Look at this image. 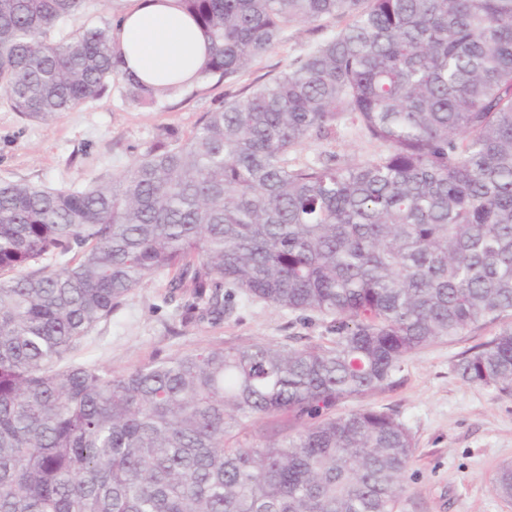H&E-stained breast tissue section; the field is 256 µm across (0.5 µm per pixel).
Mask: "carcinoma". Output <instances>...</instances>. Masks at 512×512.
Listing matches in <instances>:
<instances>
[{
  "mask_svg": "<svg viewBox=\"0 0 512 512\" xmlns=\"http://www.w3.org/2000/svg\"><path fill=\"white\" fill-rule=\"evenodd\" d=\"M88 2L0 0L15 111L48 121L114 88L149 105L184 88L136 77L110 20L66 31ZM179 3L206 41L199 83L234 80L290 25L349 23L112 181L0 182V512H402L408 429L334 409L488 323L455 371L512 394V0ZM348 123L370 157L294 156ZM164 271L183 324L222 320L240 293L330 317L335 336L56 368ZM279 414L296 431L233 446ZM494 490L512 499V465Z\"/></svg>",
  "mask_w": 512,
  "mask_h": 512,
  "instance_id": "obj_1",
  "label": "carcinoma"
}]
</instances>
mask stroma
Here are the masks:
<instances>
[{"instance_id": "35a3bbf8", "label": "stroma", "mask_w": 512, "mask_h": 512, "mask_svg": "<svg viewBox=\"0 0 512 512\" xmlns=\"http://www.w3.org/2000/svg\"><path fill=\"white\" fill-rule=\"evenodd\" d=\"M346 24L332 18L323 27L286 28L277 48L256 58L230 82L184 88L158 105H137L119 94L47 121L25 118L0 98V181L65 189L119 176L159 135L185 139L204 113L246 96L286 70L293 61ZM164 275L144 282L95 327L67 361L121 373L152 358L215 344L255 342L301 347L324 344L331 318L301 320L244 295L223 322L181 325L165 300ZM488 324L465 330L412 353L398 383L339 402L337 412L370 407L397 415L416 447L406 474L404 512H512V500L493 490L501 465L512 463V395L464 382L454 364L461 352L490 340Z\"/></svg>"}]
</instances>
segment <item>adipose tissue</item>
I'll use <instances>...</instances> for the list:
<instances>
[{"mask_svg":"<svg viewBox=\"0 0 512 512\" xmlns=\"http://www.w3.org/2000/svg\"><path fill=\"white\" fill-rule=\"evenodd\" d=\"M120 16L118 36L128 68L140 79L192 77L206 48L193 19L177 0H130Z\"/></svg>","mask_w":512,"mask_h":512,"instance_id":"1","label":"adipose tissue"}]
</instances>
